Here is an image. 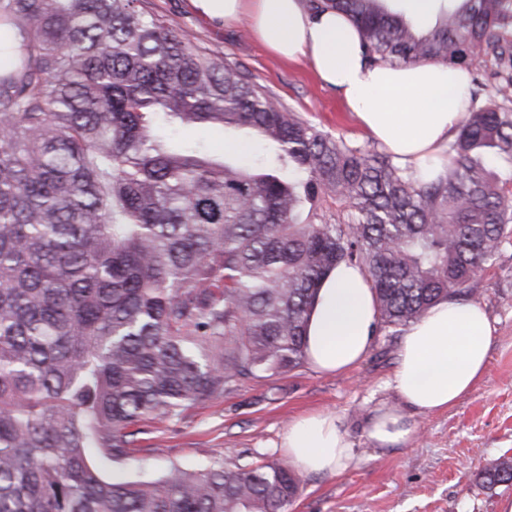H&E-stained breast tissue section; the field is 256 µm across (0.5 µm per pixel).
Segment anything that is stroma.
Returning a JSON list of instances; mask_svg holds the SVG:
<instances>
[{
    "mask_svg": "<svg viewBox=\"0 0 512 512\" xmlns=\"http://www.w3.org/2000/svg\"><path fill=\"white\" fill-rule=\"evenodd\" d=\"M193 44L243 65L287 108L320 130L354 145L375 148L340 93L324 85L303 62L269 54L246 25L227 29L191 0H144ZM188 139L213 155L242 142L254 153L266 146L249 130L193 129ZM474 301L484 306L495 329L484 377L453 408L409 412L414 435L401 448L380 449L366 429L377 409L395 405L392 386L400 337L377 328L371 349L354 368L324 374L309 365L264 372L224 397L188 407L177 422L146 426L136 434L154 472L173 462L195 463L214 456L225 464L285 462L280 443L300 415L332 412L354 445L357 464L335 476L304 475L289 512H498L504 490L485 489L481 473L502 457H512V242L503 245L494 265L474 285Z\"/></svg>",
    "mask_w": 512,
    "mask_h": 512,
    "instance_id": "stroma-1",
    "label": "stroma"
}]
</instances>
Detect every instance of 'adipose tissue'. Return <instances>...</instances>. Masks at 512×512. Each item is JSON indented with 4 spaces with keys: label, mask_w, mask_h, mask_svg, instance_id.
Instances as JSON below:
<instances>
[{
    "label": "adipose tissue",
    "mask_w": 512,
    "mask_h": 512,
    "mask_svg": "<svg viewBox=\"0 0 512 512\" xmlns=\"http://www.w3.org/2000/svg\"><path fill=\"white\" fill-rule=\"evenodd\" d=\"M225 26L247 23L254 40L288 61L304 59L320 80L338 88L365 131L423 180L446 174L448 143L469 115V68L453 63L392 67L368 62L361 33L345 14L311 13L306 0H193ZM378 324L364 270L342 263L317 291L306 326V359L321 373H343L368 353ZM494 328L484 308L451 297L437 303L404 333L394 389L404 407L371 418L375 447L398 448L411 438L404 409L430 413L453 407L483 378ZM281 446L289 462L314 475L348 469L354 449L333 413L298 418Z\"/></svg>",
    "instance_id": "1"
}]
</instances>
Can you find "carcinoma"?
Instances as JSON below:
<instances>
[{
    "label": "carcinoma",
    "instance_id": "carcinoma-1",
    "mask_svg": "<svg viewBox=\"0 0 512 512\" xmlns=\"http://www.w3.org/2000/svg\"><path fill=\"white\" fill-rule=\"evenodd\" d=\"M360 29L371 63L512 67V0L421 26L387 0H307ZM245 128L274 148L217 159L170 131ZM421 182L335 139L142 0H0V512H288L270 462L135 468L132 427L181 418L306 360L317 289L358 264L379 323L406 327L472 285L512 234V78ZM344 203L330 224L322 203ZM310 220H301L302 214ZM512 487V457L483 472Z\"/></svg>",
    "mask_w": 512,
    "mask_h": 512
}]
</instances>
